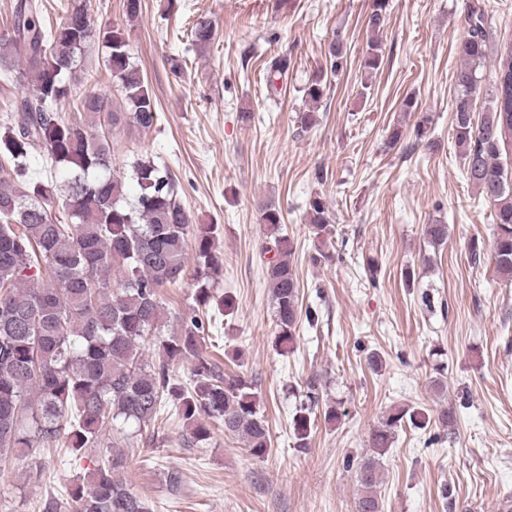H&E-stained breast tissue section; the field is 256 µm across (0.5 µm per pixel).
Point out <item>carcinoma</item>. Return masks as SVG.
<instances>
[{
  "instance_id": "obj_1",
  "label": "carcinoma",
  "mask_w": 512,
  "mask_h": 512,
  "mask_svg": "<svg viewBox=\"0 0 512 512\" xmlns=\"http://www.w3.org/2000/svg\"><path fill=\"white\" fill-rule=\"evenodd\" d=\"M43 0H16L10 34L0 35V87L22 83L25 93L0 99V464L14 456L27 460L29 477L45 470L44 450L64 442L71 453L92 448L104 435L112 446L95 467L90 484L70 491L68 512H147L121 473L127 458L120 446L154 423L165 408L174 409L183 432L195 442L210 438L209 423L243 440L250 456L271 452L270 429L262 398L253 382L224 372L202 352L208 326L201 309L224 310L230 302L216 295L213 275L224 263L217 225L194 224L177 199L168 172L149 156L139 155L129 171L112 166L117 137L131 128L148 131L158 120L156 102L132 62L129 34L120 28L97 32L91 22L92 0H61L64 21L43 22ZM389 0H372L367 26L384 27ZM467 32L458 46L463 65L457 72L453 116L466 176L494 206L493 260L497 272L512 277V45L496 64L494 91L482 117L475 118L479 70L488 55L492 23L478 3L467 6ZM192 43L209 44L211 22H197ZM108 49L111 85L121 97L101 90L80 101L84 114L68 123L58 104L71 93L82 53L95 40ZM382 60L371 38L361 65L371 74ZM289 60L268 63L269 95L288 78ZM327 82L318 74L308 83L307 98L319 102ZM40 151L51 166L67 170L66 183L35 177L30 157ZM135 195L126 201L128 183ZM314 230V264L331 260L336 234L326 202L308 201ZM270 254L266 273L274 307L275 340L283 349L296 341L301 319L314 324L315 310L299 304V283L290 258L293 242L284 234L281 212L273 205L261 213ZM432 248L448 238V225L428 224ZM193 261H188V251ZM193 266L194 305L178 333L161 334L160 288L182 279ZM154 341L158 360L144 358L141 347ZM190 364L189 382L170 366ZM305 402L293 416L298 448L308 447L317 426L313 408L317 383L308 382ZM455 422L453 408L434 411L392 406L371 434L372 454L357 464L360 494L355 512H381L377 496L380 457L399 428L425 430Z\"/></svg>"
}]
</instances>
